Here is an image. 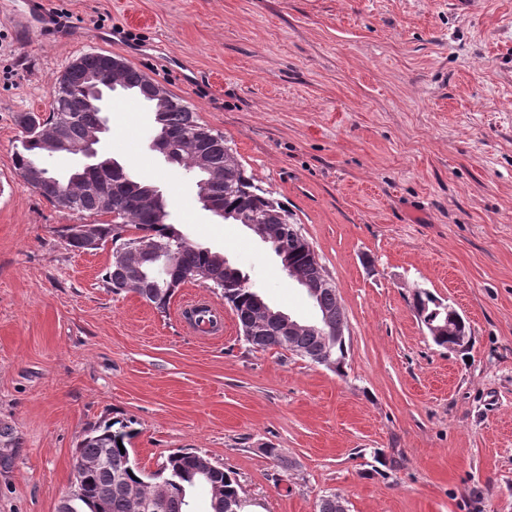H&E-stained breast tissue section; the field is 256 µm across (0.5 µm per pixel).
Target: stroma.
<instances>
[{
    "label": "stroma",
    "mask_w": 512,
    "mask_h": 512,
    "mask_svg": "<svg viewBox=\"0 0 512 512\" xmlns=\"http://www.w3.org/2000/svg\"><path fill=\"white\" fill-rule=\"evenodd\" d=\"M0 0V512H58L78 442L115 416L143 473L188 449L234 472L257 512H512V0H45L70 26L22 38ZM106 51L184 98L288 205L339 290L343 373L254 350L232 311L192 335L107 288L111 246L62 238L81 215L13 166L18 117ZM115 92L102 156L152 183L192 242L301 320L304 288L252 231L153 151L155 115ZM471 327L447 350L416 289ZM280 451L266 456V446Z\"/></svg>",
    "instance_id": "1"
}]
</instances>
